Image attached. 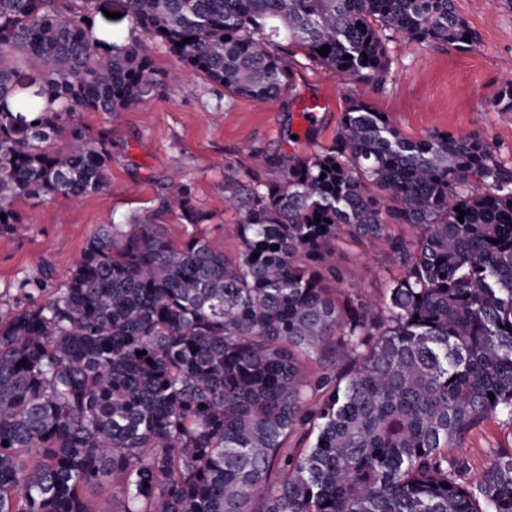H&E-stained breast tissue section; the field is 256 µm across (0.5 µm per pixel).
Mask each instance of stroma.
<instances>
[{"label":"stroma","mask_w":512,"mask_h":512,"mask_svg":"<svg viewBox=\"0 0 512 512\" xmlns=\"http://www.w3.org/2000/svg\"><path fill=\"white\" fill-rule=\"evenodd\" d=\"M454 4L477 34L467 49L423 46L394 35L388 43L390 74L379 89L310 64L298 54L292 63L293 91L266 104L230 96L163 45L149 43L158 86L118 115L79 116L91 131L112 132L108 188L77 204L61 196L15 201L22 222L0 231V315L25 305L17 287L21 279L46 277L62 287L101 225L161 224L172 239H182L184 221L178 211L164 206L174 182L188 186L209 214L204 225L209 239L225 250H237V214L224 201L225 179L242 173L254 152L311 153L328 147L355 96L385 113L408 138L420 139L434 130L472 134L511 163L512 111L495 109L490 101L512 82V0ZM314 100L322 104L316 119L301 125V112ZM336 264L350 273L349 292L376 302L401 274L382 243L372 239L338 245ZM500 448H512V427L491 419L448 455L466 459L472 472L479 473Z\"/></svg>","instance_id":"1"}]
</instances>
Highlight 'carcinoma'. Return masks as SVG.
<instances>
[{"label":"carcinoma","instance_id":"1","mask_svg":"<svg viewBox=\"0 0 512 512\" xmlns=\"http://www.w3.org/2000/svg\"><path fill=\"white\" fill-rule=\"evenodd\" d=\"M124 8L118 43L93 0H0L1 230L21 223L18 198L108 186L112 130L77 117L158 84L144 38L260 103L293 87L297 53L380 85L393 33L477 39L454 0ZM490 105L512 111L511 82ZM252 158L224 186L237 252L201 232L209 215L181 186L168 206L185 240L105 224L64 287L20 282L33 303L0 316V512H94L91 488L112 512H512L511 448L480 474L448 457L491 418L512 427V164L471 134L410 140L361 97L329 147ZM348 239L383 241L403 270L378 306L343 289Z\"/></svg>","mask_w":512,"mask_h":512}]
</instances>
